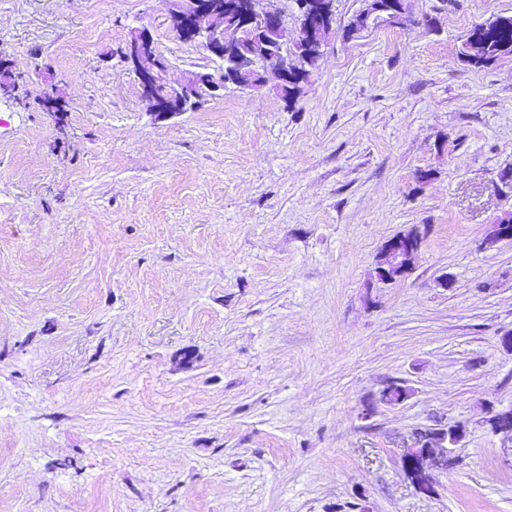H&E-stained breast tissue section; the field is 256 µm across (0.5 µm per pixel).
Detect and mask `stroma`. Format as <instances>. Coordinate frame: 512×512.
Instances as JSON below:
<instances>
[{
    "mask_svg": "<svg viewBox=\"0 0 512 512\" xmlns=\"http://www.w3.org/2000/svg\"><path fill=\"white\" fill-rule=\"evenodd\" d=\"M410 4L347 39L363 0H335L295 104L271 76L160 115L120 51L143 28L169 82L208 65L170 0H0V512H512V241L481 245L512 54H462L512 0ZM455 425L417 492L405 447ZM425 232L419 225H413L406 232L400 233L382 246L376 277L382 282H392L412 269L422 247Z\"/></svg>",
    "mask_w": 512,
    "mask_h": 512,
    "instance_id": "35a3bbf8",
    "label": "stroma"
}]
</instances>
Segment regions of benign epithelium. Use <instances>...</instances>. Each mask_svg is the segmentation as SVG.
<instances>
[{"label":"benign epithelium","instance_id":"obj_1","mask_svg":"<svg viewBox=\"0 0 512 512\" xmlns=\"http://www.w3.org/2000/svg\"><path fill=\"white\" fill-rule=\"evenodd\" d=\"M172 31L183 42L194 43L208 53V57L220 63L234 55L238 45L237 36L254 43L256 54L263 61L261 72L271 71L279 76L288 67L289 51L285 39V14L270 2L259 7L257 0H240L230 11L213 5L210 0H171ZM307 0H296L304 11L306 21L300 25L299 40H304L317 31L320 23L311 21L319 13L326 17L330 5L326 0L311 4ZM123 59L139 80L141 96L149 102L153 112H184L199 107L206 92L216 93L224 89V82L216 81L208 67L184 72L176 85L167 84L165 94L157 92L159 81L166 77L167 65L151 35L133 29L127 41ZM425 233L414 225L382 246L376 277L382 282H392L412 269L422 247ZM502 240H512V226L503 222L492 225L482 246L491 248ZM402 470L415 489L421 493L432 492L430 470L448 469V433L443 429L425 430L415 437L414 445L406 448L401 457Z\"/></svg>","mask_w":512,"mask_h":512}]
</instances>
